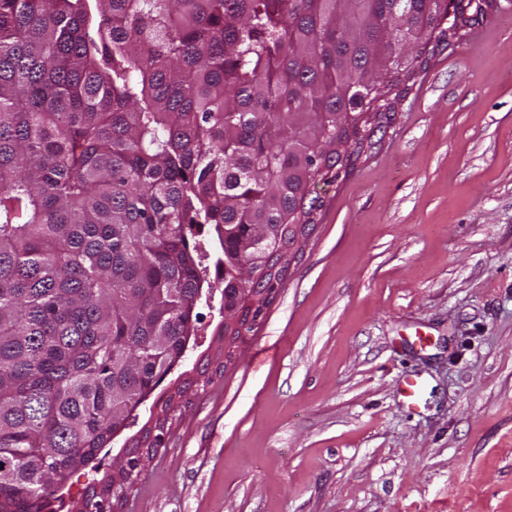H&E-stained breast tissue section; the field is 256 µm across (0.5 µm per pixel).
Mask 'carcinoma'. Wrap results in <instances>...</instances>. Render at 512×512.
<instances>
[{"instance_id":"1","label":"carcinoma","mask_w":512,"mask_h":512,"mask_svg":"<svg viewBox=\"0 0 512 512\" xmlns=\"http://www.w3.org/2000/svg\"><path fill=\"white\" fill-rule=\"evenodd\" d=\"M496 2L0 0V512H52L44 476L162 383L224 253L311 215L333 142L350 165Z\"/></svg>"}]
</instances>
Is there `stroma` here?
I'll return each instance as SVG.
<instances>
[{
    "instance_id": "35a3bbf8",
    "label": "stroma",
    "mask_w": 512,
    "mask_h": 512,
    "mask_svg": "<svg viewBox=\"0 0 512 512\" xmlns=\"http://www.w3.org/2000/svg\"><path fill=\"white\" fill-rule=\"evenodd\" d=\"M476 31L313 188L234 366L198 303L196 384L118 512H512V0Z\"/></svg>"
}]
</instances>
